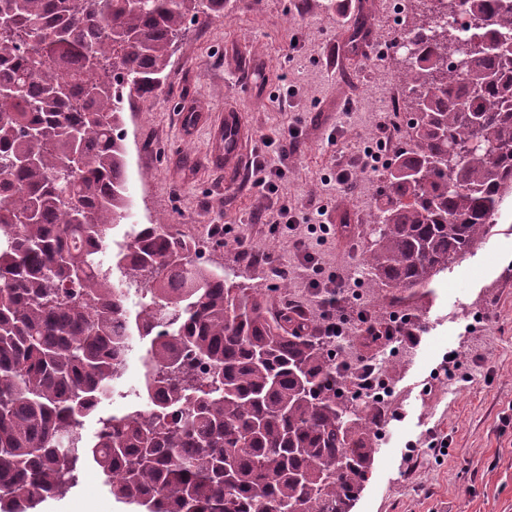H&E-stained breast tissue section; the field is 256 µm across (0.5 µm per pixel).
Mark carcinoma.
<instances>
[{"label": "carcinoma", "mask_w": 512, "mask_h": 512, "mask_svg": "<svg viewBox=\"0 0 512 512\" xmlns=\"http://www.w3.org/2000/svg\"><path fill=\"white\" fill-rule=\"evenodd\" d=\"M396 70L409 148L375 197L367 287L421 299L512 194V0H406ZM224 0H0V512L78 485L92 460L134 512H350L378 404L336 400L318 320L128 218L125 104L159 89L186 22ZM422 178H412V172ZM140 289L129 317L126 288ZM149 340L145 409L85 418ZM204 373H199V370Z\"/></svg>", "instance_id": "obj_1"}]
</instances>
